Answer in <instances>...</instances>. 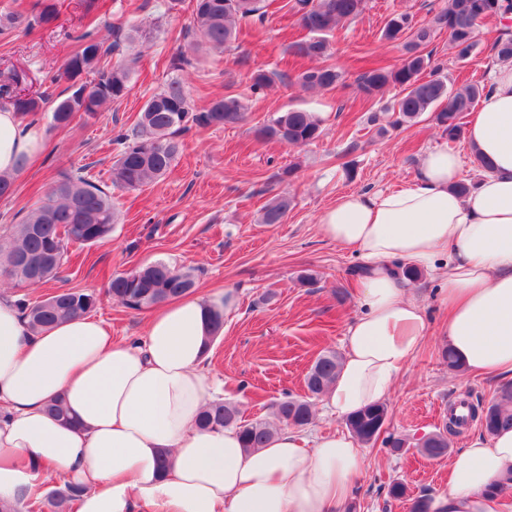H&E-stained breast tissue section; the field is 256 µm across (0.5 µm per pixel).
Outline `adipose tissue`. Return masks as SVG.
Listing matches in <instances>:
<instances>
[{"label": "adipose tissue", "instance_id": "adipose-tissue-1", "mask_svg": "<svg viewBox=\"0 0 512 512\" xmlns=\"http://www.w3.org/2000/svg\"><path fill=\"white\" fill-rule=\"evenodd\" d=\"M466 137L487 164L469 193L455 189L459 154L440 147L408 184L345 193L319 215L322 236L363 267L362 312L321 397L339 418L384 402L426 340L408 268L440 276L444 343L463 369L512 377V63L493 65ZM43 140L37 117L0 106V174L23 172ZM231 306L221 292L180 297L128 342L89 315L32 330L16 296L1 292L0 502L23 501L51 474L83 487L76 512H336L366 464L351 435L280 429L248 450L235 429L198 426L218 391L204 370L210 318ZM57 399L74 424L49 412ZM511 475L512 430L475 436L449 459L448 491L432 510L496 512L491 490Z\"/></svg>", "mask_w": 512, "mask_h": 512}]
</instances>
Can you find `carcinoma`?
<instances>
[{
  "mask_svg": "<svg viewBox=\"0 0 512 512\" xmlns=\"http://www.w3.org/2000/svg\"><path fill=\"white\" fill-rule=\"evenodd\" d=\"M263 0H190L194 25L207 47L217 53L233 44L244 24H261L265 16ZM489 5L494 17L512 13V0H445L423 26H415L407 13L393 15L385 24L382 39L389 43H403L404 55L393 66H371L364 69L357 82L367 95H377L393 87L398 94L393 100L395 123L415 121L425 112L434 113L436 125L450 140L461 132V118L474 110L485 93L478 84L461 88L448 85L447 76L433 59L429 46L439 32L448 34V43L458 62L469 60L477 50L478 19L472 5ZM367 0H293L290 9L299 15L298 21L306 36L291 45L292 52L314 62L297 76L298 83L314 91H331L343 83V72L327 62L330 56V37L344 24L362 15ZM59 16V0H42L41 8L28 30L54 23ZM114 40L107 44L95 29L85 28L69 37L61 71L46 78L34 95L17 93L20 74L12 70L0 85V97L9 100L23 113H40L54 101L53 86L61 78L79 85L76 91L56 102L51 113V125L58 129L70 126L77 118H93L107 105L121 99L129 91L131 68L123 62L111 63L108 57L124 42H134L142 36L140 28L131 25L113 30ZM497 59L512 60V37L501 36L493 43ZM251 87L261 90L273 82V73L255 69L250 76ZM248 105L237 95H226L210 100L198 108L190 100L184 84L174 80L151 96L140 112L136 126L115 138L118 151L111 168L114 187L136 190L166 175L179 153L177 136L192 127L233 126L245 119ZM323 133L322 120L314 112L290 108L277 113L269 123L258 127L255 135L260 140H276L292 146H305L318 140ZM293 200L279 194L263 208L264 224H280L292 207ZM118 215L112 206V194L83 175L64 173L54 182L44 197L31 208L20 224L11 225L6 244L0 243V276L13 286H38L59 278L60 270L69 258L72 247H87L102 242L112 235ZM194 287V276L189 269L155 262L130 271L112 275L107 293L112 301L131 310L149 309L173 298L189 294ZM99 303L93 292L59 289L37 303L19 300L30 327L39 329L57 322L81 317L93 312ZM339 356L328 351L320 355L307 377V389L313 396L321 394L336 381ZM277 418L296 428H302L313 419L312 403L305 399L287 398L274 405ZM478 418L487 434L500 429H512V387L501 390L480 412L468 408L465 418L448 413V422L442 429L425 437L419 443V452L429 459H440L448 454V437L454 434L451 424L466 425ZM389 420L385 403L369 405L345 420L350 434L360 443L382 441L392 455H401L409 449L407 438L390 433L380 437V431ZM205 428H234L240 434L245 448H261L269 441L273 430L262 421L243 419L240 409L230 403L210 404L198 419ZM78 485L63 484L47 494L36 487L26 506L41 510L48 505L53 512H66L68 505L81 496ZM387 495L396 501L409 502V512H431L433 497L427 493L413 496L407 484L394 480L388 484Z\"/></svg>",
  "mask_w": 512,
  "mask_h": 512,
  "instance_id": "1",
  "label": "carcinoma"
}]
</instances>
